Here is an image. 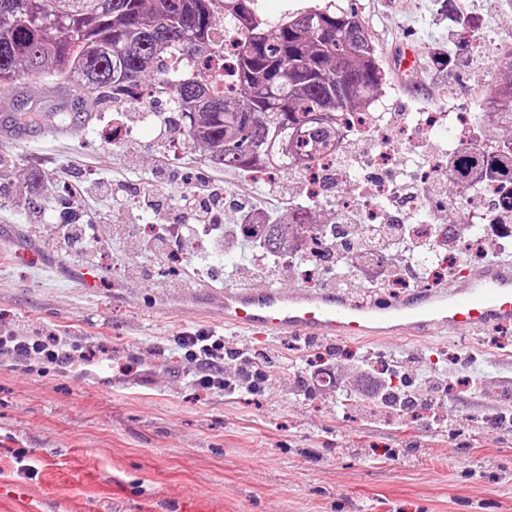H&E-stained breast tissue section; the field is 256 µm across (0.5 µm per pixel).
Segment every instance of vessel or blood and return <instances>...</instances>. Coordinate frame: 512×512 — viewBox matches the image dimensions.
Listing matches in <instances>:
<instances>
[{
	"mask_svg": "<svg viewBox=\"0 0 512 512\" xmlns=\"http://www.w3.org/2000/svg\"><path fill=\"white\" fill-rule=\"evenodd\" d=\"M206 299L226 326L265 337H427L451 328L468 335L512 325V261L465 271L461 282L419 288L404 297L359 302L333 291L213 288ZM0 512H43L26 483H0Z\"/></svg>",
	"mask_w": 512,
	"mask_h": 512,
	"instance_id": "vessel-or-blood-1",
	"label": "vessel or blood"
}]
</instances>
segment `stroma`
<instances>
[{
	"instance_id": "stroma-1",
	"label": "stroma",
	"mask_w": 512,
	"mask_h": 512,
	"mask_svg": "<svg viewBox=\"0 0 512 512\" xmlns=\"http://www.w3.org/2000/svg\"><path fill=\"white\" fill-rule=\"evenodd\" d=\"M355 14L380 49L387 74L378 101L383 118L402 123L417 108L477 112L512 63V0H458L498 47L461 35L459 59L441 67L448 19L437 0H259L269 23L313 6ZM0 103V122L24 106L41 112L78 111L62 137L44 135L37 148L0 138V335L54 336L67 348L93 355L96 369L54 364L25 367L0 358V480L28 483L63 512L76 497L93 512H141L154 498L166 512L175 496L209 498L220 512H512V352L500 339L511 328L469 336L446 330L427 338L371 336L347 342L326 338L341 378L339 389L305 395L296 382L307 365L298 337L259 338L225 326L199 297L202 287L234 285L287 291L305 286L301 267L257 279L245 248L223 257L215 278L192 276L197 254L177 269L143 245L156 223L132 203L113 209L112 197L86 188L85 205L69 199V174L82 166L153 185L170 197L187 181L212 178L242 196L278 197L267 182L211 167L194 151L176 155L157 145L152 121L116 116L92 97L65 100L30 76ZM41 198L40 213L26 205ZM95 221L101 250L59 246L56 227ZM122 272H113V264ZM96 267V288L85 290L77 270ZM206 330L224 347L284 362L254 394L204 393L192 382L194 363L174 338ZM384 359L413 384L416 398L437 386L447 391L432 411L394 418L371 416L359 390L364 365ZM349 395L347 407L337 398ZM127 492L114 499L112 480Z\"/></svg>"
}]
</instances>
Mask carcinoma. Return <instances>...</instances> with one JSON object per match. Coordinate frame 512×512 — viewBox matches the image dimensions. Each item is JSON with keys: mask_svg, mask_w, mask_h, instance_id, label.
I'll return each instance as SVG.
<instances>
[{"mask_svg": "<svg viewBox=\"0 0 512 512\" xmlns=\"http://www.w3.org/2000/svg\"><path fill=\"white\" fill-rule=\"evenodd\" d=\"M443 11L466 31L472 21L444 0ZM238 38L237 88L219 95L197 69L205 51L224 53L213 38L218 21ZM24 74H37L82 99L103 93L115 104L138 91L152 97L173 94L176 128L183 144L200 147L209 165L250 172L273 165L290 144L303 156L307 142L336 137L337 112H362L376 102L386 74L376 46L355 16L327 7L291 13L267 23L256 0H0V88ZM512 110V66L490 97L481 134L497 135L510 155H490L474 144L450 162L452 208L465 213L486 181L505 184L503 203L512 209V129L496 124L498 110ZM324 206L306 198L282 216L240 223L255 257L288 262V226L320 223ZM334 241L297 263L335 259L336 279L348 287L344 254L366 236L365 225L350 224L335 208ZM405 391L378 403L404 412Z\"/></svg>", "mask_w": 512, "mask_h": 512, "instance_id": "cac0c4a2", "label": "carcinoma"}]
</instances>
